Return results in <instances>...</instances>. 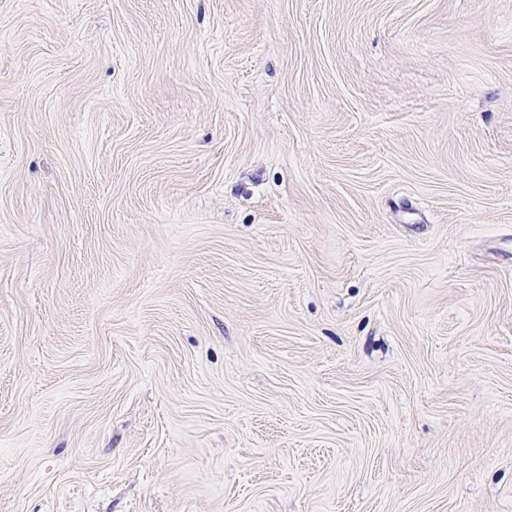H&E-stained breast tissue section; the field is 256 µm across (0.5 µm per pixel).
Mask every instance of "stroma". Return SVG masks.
I'll return each mask as SVG.
<instances>
[{"instance_id": "1", "label": "stroma", "mask_w": 512, "mask_h": 512, "mask_svg": "<svg viewBox=\"0 0 512 512\" xmlns=\"http://www.w3.org/2000/svg\"><path fill=\"white\" fill-rule=\"evenodd\" d=\"M0 512H512V0H0Z\"/></svg>"}]
</instances>
